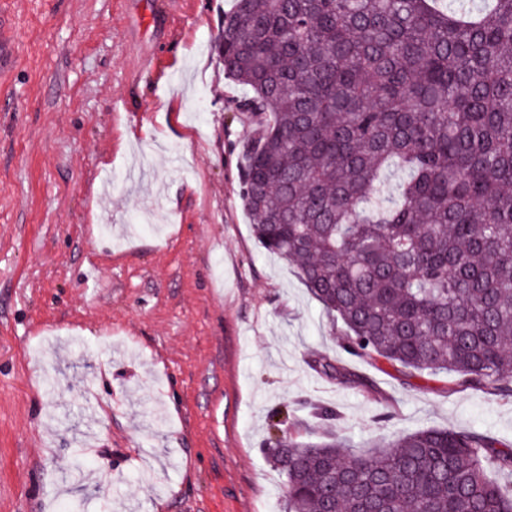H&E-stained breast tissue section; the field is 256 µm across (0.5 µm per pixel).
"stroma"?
<instances>
[{
	"instance_id": "obj_1",
	"label": "stroma",
	"mask_w": 512,
	"mask_h": 512,
	"mask_svg": "<svg viewBox=\"0 0 512 512\" xmlns=\"http://www.w3.org/2000/svg\"><path fill=\"white\" fill-rule=\"evenodd\" d=\"M234 0H5L0 74V512H285L283 427L354 445L423 428L512 444V403L404 377L255 239ZM338 361L370 383L318 373Z\"/></svg>"
}]
</instances>
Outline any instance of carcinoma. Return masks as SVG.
<instances>
[{
  "mask_svg": "<svg viewBox=\"0 0 512 512\" xmlns=\"http://www.w3.org/2000/svg\"><path fill=\"white\" fill-rule=\"evenodd\" d=\"M436 2L234 0L214 46L250 92L241 196L350 355L512 401V0ZM321 416L319 441L263 449L286 512H512L511 445L429 428L362 450Z\"/></svg>",
  "mask_w": 512,
  "mask_h": 512,
  "instance_id": "obj_1",
  "label": "carcinoma"
}]
</instances>
